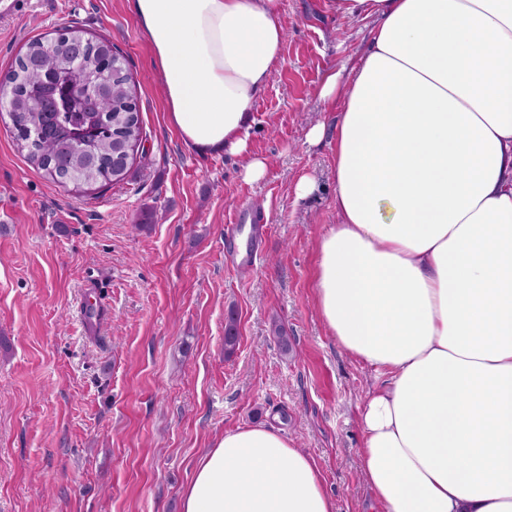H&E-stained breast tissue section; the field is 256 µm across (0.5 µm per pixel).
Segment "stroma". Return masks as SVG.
Listing matches in <instances>:
<instances>
[{"label": "stroma", "instance_id": "35a3bbf8", "mask_svg": "<svg viewBox=\"0 0 512 512\" xmlns=\"http://www.w3.org/2000/svg\"><path fill=\"white\" fill-rule=\"evenodd\" d=\"M281 4L285 62L249 135L257 181L237 157L180 141L129 0H18L0 16V76L34 36H105L139 84L144 131L124 180L79 192L34 169L0 119V512H181L196 461L259 423L315 458L336 512H370L361 414L386 378L330 336L313 285L336 221V114L318 92L352 68L371 22L327 0ZM305 176L315 189L300 199ZM246 205L266 217L247 227L254 266L224 248ZM93 282L110 308L96 339L79 310Z\"/></svg>", "mask_w": 512, "mask_h": 512}]
</instances>
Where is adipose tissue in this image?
<instances>
[{
	"label": "adipose tissue",
	"instance_id": "1",
	"mask_svg": "<svg viewBox=\"0 0 512 512\" xmlns=\"http://www.w3.org/2000/svg\"><path fill=\"white\" fill-rule=\"evenodd\" d=\"M374 18L336 108L337 222L314 297L331 336L388 383L362 413L378 512H512V0H331ZM168 121L249 157L283 60L280 0H132ZM182 512H336L316 460L264 424L196 462Z\"/></svg>",
	"mask_w": 512,
	"mask_h": 512
}]
</instances>
